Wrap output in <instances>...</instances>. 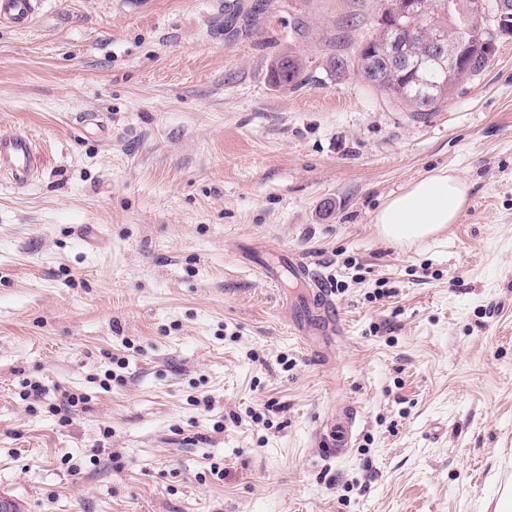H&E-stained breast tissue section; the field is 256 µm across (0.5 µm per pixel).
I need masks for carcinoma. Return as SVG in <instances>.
<instances>
[{
	"label": "carcinoma",
	"mask_w": 512,
	"mask_h": 512,
	"mask_svg": "<svg viewBox=\"0 0 512 512\" xmlns=\"http://www.w3.org/2000/svg\"><path fill=\"white\" fill-rule=\"evenodd\" d=\"M423 13L397 17L391 14L393 0H386L383 11L386 20L376 21L374 34L358 44L349 57H328L327 67L334 73H343L351 67L363 69V61L373 59L377 63V89L381 92L397 86L400 92L390 98L414 112L426 117L439 110L441 102L425 101L424 83H443V99H448L454 86L480 72L495 53V46L485 43L477 15L471 8L474 0H422ZM442 28L451 40L463 43L464 59L460 63L461 74L451 80L433 63L429 53L427 26ZM405 36L404 62L394 63L386 55L388 43L394 31ZM269 82L275 87H297L306 80V63L297 55L283 53L276 57L268 70Z\"/></svg>",
	"instance_id": "cac0c4a2"
}]
</instances>
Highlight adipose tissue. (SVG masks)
<instances>
[{"label": "adipose tissue", "mask_w": 512, "mask_h": 512, "mask_svg": "<svg viewBox=\"0 0 512 512\" xmlns=\"http://www.w3.org/2000/svg\"><path fill=\"white\" fill-rule=\"evenodd\" d=\"M469 191L452 170L440 169L389 196L373 222L383 240L408 246L457 223L468 205Z\"/></svg>", "instance_id": "ef3b65f1"}]
</instances>
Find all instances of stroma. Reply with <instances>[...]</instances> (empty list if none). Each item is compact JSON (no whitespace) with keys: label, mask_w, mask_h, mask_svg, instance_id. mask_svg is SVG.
I'll use <instances>...</instances> for the list:
<instances>
[{"label":"stroma","mask_w":512,"mask_h":512,"mask_svg":"<svg viewBox=\"0 0 512 512\" xmlns=\"http://www.w3.org/2000/svg\"><path fill=\"white\" fill-rule=\"evenodd\" d=\"M43 0L0 24V494L23 512H495L512 481V37L418 119L331 75L382 0ZM293 51L301 86L274 87ZM458 223L373 222L430 172ZM306 259L337 336H300ZM277 272L262 279L260 267ZM43 388L27 395V385ZM84 395L61 421L63 392ZM354 412L343 453L323 438ZM306 67V63L299 56L283 53L270 64L269 82L275 87L300 86L306 80ZM279 78H282L281 82ZM37 164V152L32 139L25 134L0 137V173L9 175L17 186L26 185ZM469 191L452 170L440 169L389 196L373 222L386 242L412 245L456 224L468 205Z\"/></svg>","instance_id":"obj_1"}]
</instances>
